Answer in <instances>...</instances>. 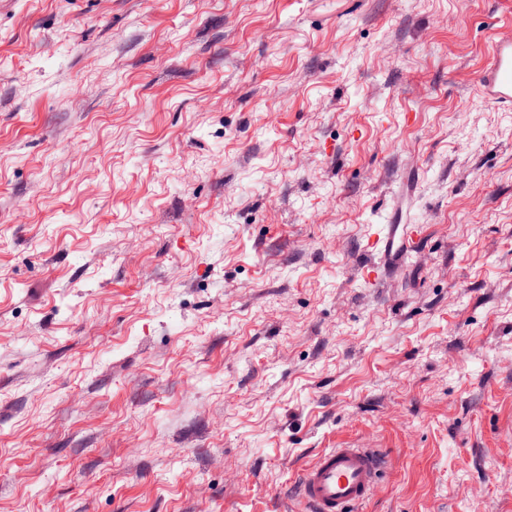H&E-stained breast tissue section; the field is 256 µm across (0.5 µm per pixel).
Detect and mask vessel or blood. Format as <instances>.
<instances>
[{"label": "vessel or blood", "instance_id": "vessel-or-blood-1", "mask_svg": "<svg viewBox=\"0 0 512 512\" xmlns=\"http://www.w3.org/2000/svg\"><path fill=\"white\" fill-rule=\"evenodd\" d=\"M481 98L512 110V35L498 34L490 47V61L477 75ZM420 224H383L368 247L388 253L412 251L422 244ZM386 464L375 448L350 446L324 449L302 473L297 491L303 512H360L373 495Z\"/></svg>", "mask_w": 512, "mask_h": 512}]
</instances>
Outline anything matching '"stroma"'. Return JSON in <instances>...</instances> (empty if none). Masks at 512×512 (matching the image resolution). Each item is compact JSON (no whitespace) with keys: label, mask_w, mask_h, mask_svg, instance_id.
Returning <instances> with one entry per match:
<instances>
[{"label":"stroma","mask_w":512,"mask_h":512,"mask_svg":"<svg viewBox=\"0 0 512 512\" xmlns=\"http://www.w3.org/2000/svg\"><path fill=\"white\" fill-rule=\"evenodd\" d=\"M511 23L0 0V512H295L351 444L361 512H512ZM481 98L512 110V35L498 34L490 47V61L477 75ZM375 231L368 248L373 252L387 254L394 248L409 252L420 247L425 238L424 225L421 224H380ZM386 459L377 448H325L299 479L301 512H358L373 495Z\"/></svg>","instance_id":"obj_1"}]
</instances>
